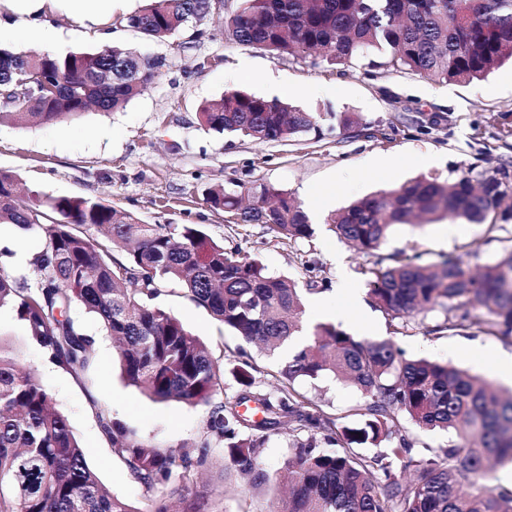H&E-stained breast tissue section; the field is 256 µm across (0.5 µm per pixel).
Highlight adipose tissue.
I'll use <instances>...</instances> for the list:
<instances>
[{
    "instance_id": "adipose-tissue-1",
    "label": "adipose tissue",
    "mask_w": 512,
    "mask_h": 512,
    "mask_svg": "<svg viewBox=\"0 0 512 512\" xmlns=\"http://www.w3.org/2000/svg\"><path fill=\"white\" fill-rule=\"evenodd\" d=\"M53 0H0V33L17 41H55L58 32L48 18Z\"/></svg>"
}]
</instances>
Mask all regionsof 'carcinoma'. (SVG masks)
Returning a JSON list of instances; mask_svg holds the SVG:
<instances>
[{
    "mask_svg": "<svg viewBox=\"0 0 512 512\" xmlns=\"http://www.w3.org/2000/svg\"><path fill=\"white\" fill-rule=\"evenodd\" d=\"M217 0H149L117 19L148 38L165 40L201 20ZM226 27L236 43L278 56L345 64L369 51L393 70L442 81H470L512 58V0H242ZM163 62L114 47L65 55L0 49V122L54 123L94 106L117 110L141 95ZM203 123L219 133L258 141L293 140L315 128L311 112L278 99L236 91L201 107ZM16 177L0 170V224L41 231L30 259L33 288L0 275V308L10 306L30 341L77 380L91 368L95 339L70 316L79 304L105 335L120 343L128 384L159 400L204 402L209 409L195 451L176 452L142 441L124 422L99 409L96 418L112 452L148 492L172 482L187 492L182 512H217L190 493L221 448L230 469L253 488L267 485L256 449L267 431L288 426V496L272 512H512V489L465 480L492 464L512 463V393L450 364L408 359L386 341L353 336L331 323L312 328L308 343L279 361L274 394L253 390V367L234 371L243 393L224 400V369L200 339L154 300L168 283L247 342L276 355L303 326L302 289L272 277L259 260L209 237L199 224H145L99 200L15 195ZM241 195L219 186L207 202L236 224H264L282 240L312 236L309 217L288 192L261 185ZM454 217L494 230L512 220V177L495 173L453 181L416 179L351 203L324 223L366 252L395 224ZM104 229L99 242L83 231ZM123 258L113 256V250ZM369 293L389 321L446 307L426 334L468 330L512 344V250L478 276L455 257L431 267L400 253L366 268ZM342 378L363 396L364 425L336 418L306 400L295 383ZM263 407L255 424L238 407ZM422 430H456L457 443L432 458L411 456L399 414ZM390 443L370 455L357 446ZM414 469L405 481L397 468ZM0 512H140L109 493L89 466L68 419L46 387L0 341Z\"/></svg>",
    "mask_w": 512,
    "mask_h": 512,
    "instance_id": "obj_1",
    "label": "carcinoma"
}]
</instances>
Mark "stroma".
Listing matches in <instances>:
<instances>
[{
  "label": "stroma",
  "instance_id": "stroma-1",
  "mask_svg": "<svg viewBox=\"0 0 512 512\" xmlns=\"http://www.w3.org/2000/svg\"><path fill=\"white\" fill-rule=\"evenodd\" d=\"M239 4L222 0L219 10L164 41L147 40L116 24L109 26L110 37L104 40L57 6L52 20L59 39L48 45L28 43L27 51L64 54L117 46L161 58L164 65L155 84L124 109H91L66 123H0V170L12 172L24 193L100 200L147 224L203 225L226 248L257 256L268 275L289 277L305 288L310 305L306 317L339 322L350 334L392 341L406 358L449 363L504 386L491 364L474 362L467 350L477 346L487 355L508 357L512 344L470 332L430 334V327L444 318L439 307L394 330L385 312L372 305L364 270L377 262L389 264L392 255L404 252L425 265L453 256L474 271L512 248V221L493 231L449 218L397 224L377 250L366 253L338 238L323 219L352 201L415 178L447 180L467 169L490 172L512 161V62L464 83L387 69L376 52L344 65L279 57L230 39L224 22ZM236 89L316 113L317 127L295 142L265 143L208 130L200 118L201 105ZM261 184L285 190L302 203L317 197L311 238L288 242L262 224L229 223L223 211L204 199L206 189L214 186L241 191ZM4 247L11 253L0 257V273L34 286L29 260L42 247L39 230L0 224ZM159 302L221 356L225 396L239 392L231 370L244 361L257 368V388L272 390L277 364L258 347L224 329L178 285L164 288ZM70 315L96 341L85 381L49 362L7 307L0 309V339L50 390L104 487L139 512H150V495L113 454L96 409L126 422L145 442L176 449L203 432L207 407L159 401L129 385L117 350L97 320L79 305ZM296 388L335 415L339 425L361 427L363 399L352 386L328 376L299 382ZM224 464L222 449H214L194 493L209 498L221 512H269L278 493L269 487L249 488L235 476L219 478Z\"/></svg>",
  "mask_w": 512,
  "mask_h": 512
}]
</instances>
